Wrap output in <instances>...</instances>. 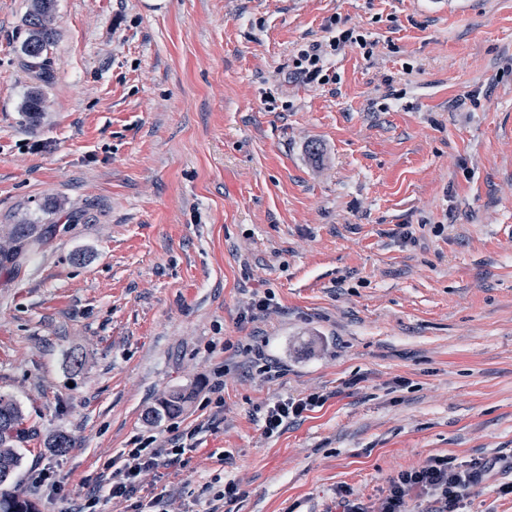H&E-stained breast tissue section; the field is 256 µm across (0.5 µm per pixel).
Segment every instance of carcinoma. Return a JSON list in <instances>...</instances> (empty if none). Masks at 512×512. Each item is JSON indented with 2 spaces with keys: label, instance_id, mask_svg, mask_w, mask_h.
<instances>
[{
  "label": "carcinoma",
  "instance_id": "carcinoma-1",
  "mask_svg": "<svg viewBox=\"0 0 512 512\" xmlns=\"http://www.w3.org/2000/svg\"><path fill=\"white\" fill-rule=\"evenodd\" d=\"M55 0H33L26 19L27 36L22 51L27 58L26 67L41 81L50 78V68L46 58L48 47L53 39L51 21ZM43 110V100L39 90L30 91L22 104V111L35 120ZM185 393L173 391L163 397L158 406L148 411V417L158 420L172 417L183 407ZM21 419L17 403L0 396V512H38L36 505L28 498L15 479L19 467V457L13 444L16 426Z\"/></svg>",
  "mask_w": 512,
  "mask_h": 512
}]
</instances>
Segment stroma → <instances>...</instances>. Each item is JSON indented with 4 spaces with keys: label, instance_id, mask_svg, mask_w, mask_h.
I'll return each mask as SVG.
<instances>
[{
    "label": "stroma",
    "instance_id": "obj_1",
    "mask_svg": "<svg viewBox=\"0 0 512 512\" xmlns=\"http://www.w3.org/2000/svg\"><path fill=\"white\" fill-rule=\"evenodd\" d=\"M30 5L0 0V395L39 512L167 439L144 414L179 389L193 449L133 501L235 478L233 512H326L339 486L369 502L429 458L512 451V0H56L42 83ZM334 16L375 54L303 83L294 52ZM256 293L273 311L243 320ZM316 389L263 438L260 406ZM510 482L467 512H512ZM226 374L224 366L217 368L214 373L215 378L209 388V396L206 398V405H213V408L216 409L208 419V428L211 429L218 427L224 420V395L222 393L224 392V376Z\"/></svg>",
    "mask_w": 512,
    "mask_h": 512
}]
</instances>
